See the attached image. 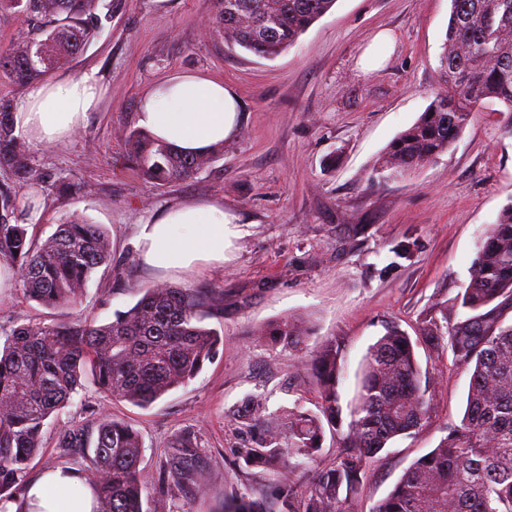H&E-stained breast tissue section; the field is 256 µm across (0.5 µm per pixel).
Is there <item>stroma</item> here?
Wrapping results in <instances>:
<instances>
[{
	"label": "stroma",
	"mask_w": 512,
	"mask_h": 512,
	"mask_svg": "<svg viewBox=\"0 0 512 512\" xmlns=\"http://www.w3.org/2000/svg\"><path fill=\"white\" fill-rule=\"evenodd\" d=\"M170 2L160 11L154 0H112V20L100 38L46 74L49 82L95 74L105 94L72 139L31 147L34 170L49 174V182H17L13 191L20 207H35L28 221L34 241H44L75 213L109 234L112 256L92 274L73 319L108 323L132 307L144 287L165 282L204 292L203 324L221 334L224 352L148 409L83 386L47 420L43 448L27 474L83 469L84 457L64 452L58 436L107 413L141 437L143 512H220L225 497L263 500L284 478L306 489L336 455L329 432L315 462L288 476L238 467L236 450L249 434L231 412L245 396L262 395L272 410L317 406L303 352L275 344L267 326L292 315L306 322L308 349L335 341L345 363L339 392L347 403L368 347L387 328L416 337L430 318L459 321L456 298L468 283L477 243L512 202V132L506 115L486 105L447 153L410 178L372 176L389 142L443 87L439 54L450 0H337L272 60L227 52L223 31L212 24L214 0ZM382 29L391 32L394 50L381 68L363 69L360 55ZM183 71L233 85L243 122L207 167L159 186L132 167L123 134L138 126L144 89ZM189 200L218 202L240 216L243 235L230 258L201 273L142 265L134 247L139 224ZM409 237L416 241L413 259H396L394 247ZM60 317L30 300L20 281L0 288V343L20 325ZM415 353L435 381L430 418L371 459L355 512H373L463 416L469 370L444 344L420 343ZM182 437L201 450L191 479L203 493L186 494L160 477L172 442Z\"/></svg>",
	"instance_id": "1"
}]
</instances>
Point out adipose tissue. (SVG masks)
Instances as JSON below:
<instances>
[{"mask_svg":"<svg viewBox=\"0 0 512 512\" xmlns=\"http://www.w3.org/2000/svg\"><path fill=\"white\" fill-rule=\"evenodd\" d=\"M103 94L102 84L90 74L35 86L17 108L15 131L35 146L64 142L82 128ZM239 113L233 88L208 76L182 73L144 91L137 121L177 150L203 154L236 137ZM241 234L238 216L223 204L186 202L140 225L135 248L141 262L179 273L223 266L226 250ZM79 484L70 469L34 477L25 495L27 512H93L91 490L72 497Z\"/></svg>","mask_w":512,"mask_h":512,"instance_id":"1","label":"adipose tissue"}]
</instances>
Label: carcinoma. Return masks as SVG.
I'll list each match as a JSON object with an SVG mask.
<instances>
[{"instance_id": "cac0c4a2", "label": "carcinoma", "mask_w": 512, "mask_h": 512, "mask_svg": "<svg viewBox=\"0 0 512 512\" xmlns=\"http://www.w3.org/2000/svg\"><path fill=\"white\" fill-rule=\"evenodd\" d=\"M100 0H0L32 25L30 37L0 53V75L30 83L64 56L82 51L112 18L97 13ZM451 10L440 70L445 89L376 160L375 173L398 179L438 158L459 138L484 101L503 104L512 119V0H450ZM214 23L224 42L261 58H274L295 45L336 0H216ZM14 104L0 99V168L13 180L40 184L29 145L15 134ZM128 157L144 177L159 185L186 180L213 154H183L150 132H125ZM18 202L8 182H0V264L22 271L28 298L47 309L77 302L92 273L112 252L105 228L71 217L38 244L19 222ZM202 292L156 284L112 322L95 326L61 320L16 327L0 348V512L16 502L10 490L22 485L43 444L45 422L89 382L119 401L147 408L169 391L194 379L223 345L202 325ZM464 312L450 333L432 321L421 340L437 345L449 336L455 360L470 370L465 413L460 424L400 477L374 512H512V203L498 214L480 240L469 268V283L458 298ZM291 350L306 345L304 323L284 316L267 330ZM318 388V409L295 403L268 411L266 401L249 396L232 415L253 432L236 450L247 468L265 466L283 474L313 460L322 449L325 427L336 432L341 450L303 492L284 481L269 500L239 494L224 500L221 512H353L354 494L369 458L389 443L426 425L433 381L421 374L414 343L392 327L368 349L358 390L342 430L338 385L343 364L328 341L307 360ZM61 447L87 448L88 466L100 473L91 485L93 512H143L140 471L143 446L128 424L103 415L66 430ZM189 438L170 448L164 470L185 483L200 462Z\"/></svg>"}]
</instances>
